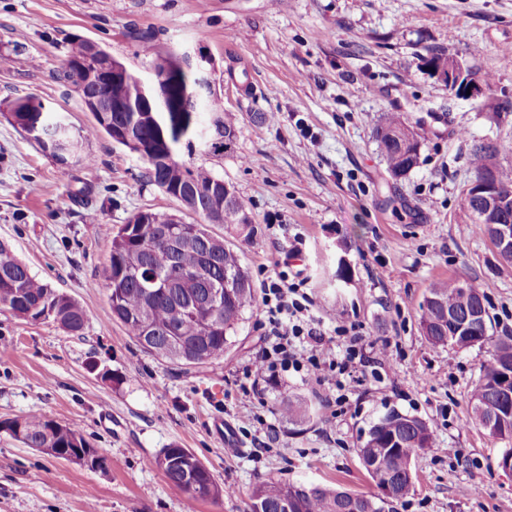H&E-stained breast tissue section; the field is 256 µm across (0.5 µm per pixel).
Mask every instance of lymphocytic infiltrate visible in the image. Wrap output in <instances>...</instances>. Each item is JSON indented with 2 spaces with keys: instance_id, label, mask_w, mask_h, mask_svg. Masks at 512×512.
<instances>
[{
  "instance_id": "1",
  "label": "lymphocytic infiltrate",
  "mask_w": 512,
  "mask_h": 512,
  "mask_svg": "<svg viewBox=\"0 0 512 512\" xmlns=\"http://www.w3.org/2000/svg\"><path fill=\"white\" fill-rule=\"evenodd\" d=\"M263 312L270 330L266 345L247 370L254 392L263 385L277 382L281 373L307 370L317 380L345 374L355 362L368 357L358 338L338 327L335 335L324 336L313 326L310 300L298 284L285 276L267 277L261 284ZM348 336L344 351H337L336 339Z\"/></svg>"
}]
</instances>
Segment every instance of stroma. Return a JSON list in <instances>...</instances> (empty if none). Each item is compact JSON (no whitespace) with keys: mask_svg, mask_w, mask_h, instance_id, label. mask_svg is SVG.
I'll return each instance as SVG.
<instances>
[{"mask_svg":"<svg viewBox=\"0 0 512 512\" xmlns=\"http://www.w3.org/2000/svg\"><path fill=\"white\" fill-rule=\"evenodd\" d=\"M76 38L142 80L152 76L143 43L211 57L236 138L194 161L249 203L257 226L248 240L223 224L212 234L254 285L276 271L300 284L322 333L346 324L389 344L390 365L357 363L337 382L292 371L258 395L246 371L265 342L261 306L222 359L195 366L147 353L113 320L112 230L140 210L182 208L108 135L90 142L93 165L65 173L11 122L10 101L33 95L74 128L92 124L57 77ZM434 48L486 76V96L451 95L426 63ZM384 112L423 140L419 167L401 179L373 138ZM479 142L512 166V0H0V240L86 312L72 334L0 307V423L42 415L105 459L92 469L0 430V512H249L250 490L269 476L373 495L357 450L392 408L434 431L393 512H512V475L497 467L507 443L470 420L490 348L435 346L419 326L428 285L457 278L484 293L494 334L512 336V267L463 202ZM299 401L308 412L286 416ZM171 446L193 452L228 495L174 491L155 463Z\"/></svg>","mask_w":512,"mask_h":512,"instance_id":"1","label":"stroma"}]
</instances>
